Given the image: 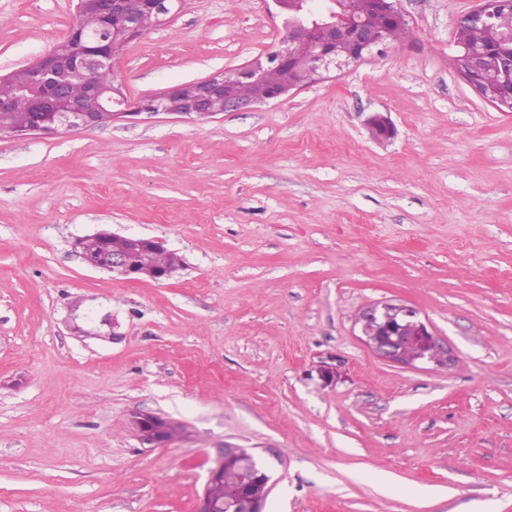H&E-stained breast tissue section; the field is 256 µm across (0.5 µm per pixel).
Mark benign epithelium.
Masks as SVG:
<instances>
[{
  "mask_svg": "<svg viewBox=\"0 0 512 512\" xmlns=\"http://www.w3.org/2000/svg\"><path fill=\"white\" fill-rule=\"evenodd\" d=\"M271 2L284 17L285 34L269 53L239 67L236 75L242 81L260 83L268 68L286 72L294 68L295 47L308 42L313 46V53L307 60L302 78L271 86L265 90L262 98L253 99L238 95L224 82L223 74L217 73L195 81L190 86L177 85L135 103L128 100L120 87L102 84L94 87L99 111L109 114L112 122L126 120L143 112L174 113L178 116L208 119L224 112L244 111L259 103L281 99L324 79L333 70H342L360 63L373 50L385 47V29L370 27L355 13L351 0H334L333 9L325 14L307 6L306 0ZM377 2L387 19L406 21L398 7V0ZM184 4L185 0H147L148 11L157 26L166 24ZM87 5L95 8L108 23L123 21L127 42L143 34L139 21L123 17L122 0H77L75 10L80 12ZM509 12H512V0H477V6L459 16L455 26L494 31L500 27L502 17ZM66 43L67 47L62 52H48L29 64L31 80L21 89V94L31 106L30 121L23 127L0 125L1 139L56 135L97 125L96 120L75 105L66 80L57 79L47 84L45 77L55 71L81 75L110 70L114 68L122 51L101 35L86 38L77 27L69 30ZM466 57L467 52L460 50L452 58L457 76L488 105L500 112H512V50L498 53V80L495 83L483 79L481 69L466 61ZM367 125L383 138L394 135L391 122L380 113L370 115ZM79 255L87 266L127 280L148 278L160 281L172 275L170 270H140L134 265L129 248L112 252L102 262L90 260L82 251ZM358 322L365 343L388 362L402 365L432 364L440 368H446L453 362L446 348L422 321L418 311L410 306L391 301L373 303L361 311ZM162 421L164 418L151 413H135L131 416V424L139 439L153 447L168 443L160 426ZM242 455L241 448H222L215 465L208 471L197 512H264V505L274 487L273 470L255 454L249 455L250 475L234 502L226 504L214 499L209 493L213 484L224 479V463L237 460Z\"/></svg>",
  "mask_w": 512,
  "mask_h": 512,
  "instance_id": "benign-epithelium-1",
  "label": "benign epithelium"
}]
</instances>
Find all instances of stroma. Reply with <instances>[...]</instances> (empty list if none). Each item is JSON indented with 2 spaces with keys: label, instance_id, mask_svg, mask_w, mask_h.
I'll list each match as a JSON object with an SVG mask.
<instances>
[{
  "label": "stroma",
  "instance_id": "1",
  "mask_svg": "<svg viewBox=\"0 0 512 512\" xmlns=\"http://www.w3.org/2000/svg\"><path fill=\"white\" fill-rule=\"evenodd\" d=\"M399 5L404 40L282 100L0 140V512H197L227 445L272 464L264 512H512V112L452 68L474 0ZM269 7L187 0L116 81L135 102L236 69L283 36ZM74 19L0 0V74ZM102 230L184 266L90 269L74 243ZM377 301L454 363L379 358ZM135 411L186 433L143 444Z\"/></svg>",
  "mask_w": 512,
  "mask_h": 512
}]
</instances>
